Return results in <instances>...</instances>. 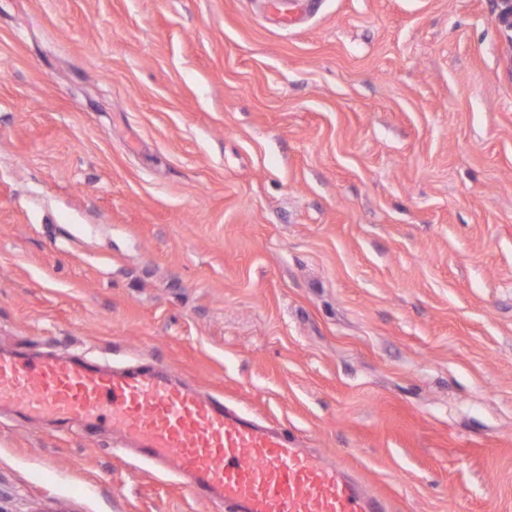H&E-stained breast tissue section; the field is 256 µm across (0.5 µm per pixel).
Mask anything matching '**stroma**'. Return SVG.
I'll list each match as a JSON object with an SVG mask.
<instances>
[{"mask_svg":"<svg viewBox=\"0 0 512 512\" xmlns=\"http://www.w3.org/2000/svg\"><path fill=\"white\" fill-rule=\"evenodd\" d=\"M500 0H0V350L160 363L388 512H512ZM0 407V512H224Z\"/></svg>","mask_w":512,"mask_h":512,"instance_id":"35a3bbf8","label":"stroma"}]
</instances>
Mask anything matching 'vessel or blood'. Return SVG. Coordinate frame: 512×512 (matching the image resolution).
I'll return each mask as SVG.
<instances>
[{"label":"vessel or blood","instance_id":"b4317fda","mask_svg":"<svg viewBox=\"0 0 512 512\" xmlns=\"http://www.w3.org/2000/svg\"><path fill=\"white\" fill-rule=\"evenodd\" d=\"M0 403L52 413L63 424L109 421L148 460L190 475L192 493L220 502L224 512H387L381 498L286 429L151 369L0 354Z\"/></svg>","mask_w":512,"mask_h":512}]
</instances>
